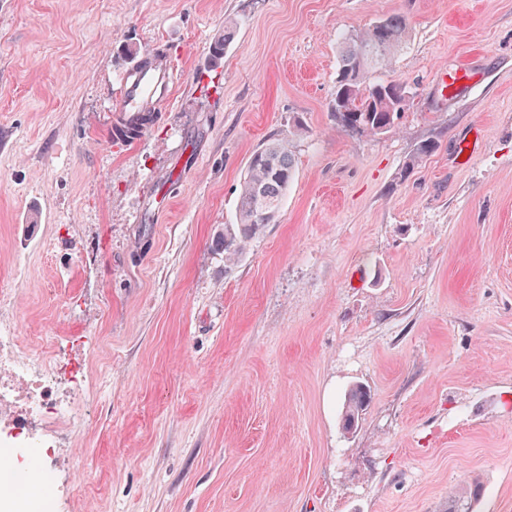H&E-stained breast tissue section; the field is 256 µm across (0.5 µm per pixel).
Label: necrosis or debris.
Masks as SVG:
<instances>
[{"label":"necrosis or debris","mask_w":512,"mask_h":512,"mask_svg":"<svg viewBox=\"0 0 512 512\" xmlns=\"http://www.w3.org/2000/svg\"><path fill=\"white\" fill-rule=\"evenodd\" d=\"M66 376L78 384L83 374L75 366L24 356L17 337L0 336V487H10L13 499L26 503L27 512L54 510V477L41 462L60 447L57 432L72 419L55 393ZM15 409L38 416L47 433L33 434L23 421H10ZM27 458L34 460V467L24 468Z\"/></svg>","instance_id":"1"}]
</instances>
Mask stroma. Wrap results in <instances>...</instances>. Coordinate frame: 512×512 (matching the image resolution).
Listing matches in <instances>:
<instances>
[{"label": "stroma", "instance_id": "obj_1", "mask_svg": "<svg viewBox=\"0 0 512 512\" xmlns=\"http://www.w3.org/2000/svg\"><path fill=\"white\" fill-rule=\"evenodd\" d=\"M392 14L406 47L368 79L410 101L355 136L341 37ZM154 53L174 100L118 141ZM281 138L278 221L225 267ZM1 288V336L87 367L56 512H443L473 478L474 512H512V0H0ZM295 176L290 144L277 139L255 151L241 184L240 207L235 224H228L217 237L225 267L235 265L250 243L268 224L277 222L288 186ZM370 396L364 392L361 385L355 384L345 394L342 414V428L349 432L353 423L355 429L359 423V417L369 404Z\"/></svg>", "mask_w": 512, "mask_h": 512}]
</instances>
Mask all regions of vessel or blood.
Returning a JSON list of instances; mask_svg holds the SVG:
<instances>
[{
	"label": "vessel or blood",
	"mask_w": 512,
	"mask_h": 512,
	"mask_svg": "<svg viewBox=\"0 0 512 512\" xmlns=\"http://www.w3.org/2000/svg\"><path fill=\"white\" fill-rule=\"evenodd\" d=\"M174 93V72L166 61L157 59L145 65L137 62L120 83L119 109L130 113L167 106Z\"/></svg>",
	"instance_id": "vessel-or-blood-1"
}]
</instances>
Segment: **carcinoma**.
I'll return each instance as SVG.
<instances>
[{"instance_id": "obj_1", "label": "carcinoma", "mask_w": 512, "mask_h": 512, "mask_svg": "<svg viewBox=\"0 0 512 512\" xmlns=\"http://www.w3.org/2000/svg\"><path fill=\"white\" fill-rule=\"evenodd\" d=\"M408 34L407 19L399 14L388 16L375 24L344 38L336 75L334 113L338 126L348 132L360 128L362 135L385 133L404 111L408 99L392 100L387 88L398 85L394 80L375 83L366 75L387 68L403 51ZM155 120L153 112H139L121 118L118 133L122 140L137 139ZM295 176L290 144L277 139L255 151L241 184L240 207L236 222L224 225L216 247L224 253V266L235 265L250 243L269 224L277 222L288 186ZM370 396L355 384L345 394L342 428L350 430L369 404ZM482 487L473 482L448 497L445 512H473Z\"/></svg>"}]
</instances>
